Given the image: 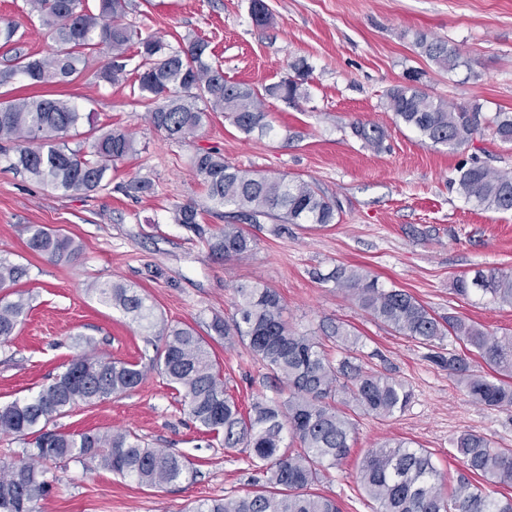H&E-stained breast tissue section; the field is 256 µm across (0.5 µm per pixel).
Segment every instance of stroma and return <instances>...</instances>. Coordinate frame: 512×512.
<instances>
[{
    "mask_svg": "<svg viewBox=\"0 0 512 512\" xmlns=\"http://www.w3.org/2000/svg\"><path fill=\"white\" fill-rule=\"evenodd\" d=\"M264 2L269 22L263 26L252 20L250 0H138L127 20L170 42L208 41L225 79L234 83L269 85L287 77L293 62L306 60L312 68L308 98L265 102L271 132L244 135L215 112L194 138L169 140L149 123L147 106L133 99L129 85L95 79L105 58L93 54L61 92L92 116L72 130L70 143L90 144L92 126L132 132L137 152L113 166L110 184L88 195L66 194L16 173L0 156V258L29 268L0 295L21 294L30 302L11 341L0 345V405L38 391L84 352L149 369L159 340L98 301L90 287L104 281L147 295L169 324L196 329L239 403L279 398L267 369L245 345L227 344L209 328L213 318L234 316L236 286L265 285L283 298L294 332L324 337L332 350L336 343L324 329L344 323L359 338L354 355L361 368L405 382L413 393L405 412L387 419L347 406L356 422L351 453L312 488L336 500L341 512H376L358 480V463L385 440L424 449L449 484L464 467L453 445L460 433L512 448V409L475 403L447 368L428 357L433 349L463 353L462 345L451 337L433 348L407 339L324 279L336 267H359L385 287L410 292L436 316H458L499 337L512 334V306L464 298L453 289L456 278L479 269L512 272V211L476 207L449 183L472 156L512 170V144L500 143L488 128L455 151L422 143L415 131L396 124L383 98L414 69L424 71L433 97L512 111V0ZM9 25L25 49L47 53L51 40L25 0H0V29ZM419 32L447 39L466 67L448 72L433 65L415 45ZM356 122L382 127L385 150L373 151L356 138ZM211 147L245 172L315 182L340 204L335 224H292L280 236L266 224L255 231L248 257L213 255L207 241L224 221L209 213L191 166L197 149ZM134 177L150 180L152 190L126 196L121 186ZM186 203L200 212V231L174 223L175 208ZM34 225L73 238L80 253L61 263L33 255L26 241ZM53 425L63 432L132 430L153 447L185 455L194 476L149 489L103 468L57 462L49 466L52 488L38 512H187L194 502L240 496L265 484L243 452L201 434L182 393L150 369L132 391L78 405Z\"/></svg>",
    "mask_w": 512,
    "mask_h": 512,
    "instance_id": "35a3bbf8",
    "label": "stroma"
}]
</instances>
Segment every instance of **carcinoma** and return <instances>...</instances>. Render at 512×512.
<instances>
[{"mask_svg": "<svg viewBox=\"0 0 512 512\" xmlns=\"http://www.w3.org/2000/svg\"><path fill=\"white\" fill-rule=\"evenodd\" d=\"M30 12L46 29L55 49L43 56L17 47L9 64L0 69V85L21 76L32 95L0 101V142L11 143L10 167L38 183L65 193L88 194L105 187L112 165L135 153L132 133L126 129L97 132L89 149L72 148L68 133L77 127L78 107L42 90L80 73L89 54H103L106 63L98 78L110 84L128 80L127 51L136 48L139 63L131 93L147 102L152 126L182 141L194 136L209 119L222 112L241 132L267 134L272 130L262 97L285 102L307 96L303 85L310 70L294 64V75L254 88L224 79V69L213 62L202 39L171 44L125 21L132 0H97L96 11L85 0H26ZM415 45L422 56L452 72L461 64L459 50L442 40L418 33ZM385 103L396 120L416 131L422 143L457 150L483 128L499 141L512 143V112L492 117L477 104L454 103L430 96L422 87V73H406L405 82L385 93ZM353 134L375 151L384 149L385 132L376 125L352 126ZM191 165L207 187L211 213L227 223L210 243L217 256L243 258L251 254L254 239L247 227L269 221L279 233L287 224L324 228L336 223V202L313 182L288 176L250 175L224 160L216 149H200ZM450 180L456 193L479 207L512 211V171L495 170L474 157L456 168ZM231 212L226 213L224 209ZM174 220L189 228L199 225L192 204L176 207ZM30 252L53 262L75 257L74 239L42 226L30 227ZM27 275V267L0 259V288ZM326 280L354 296L374 319L404 337L432 345L452 336L485 367L479 373L467 358L435 352L430 358L448 367L473 401L490 408L512 407V382L497 377L512 373V336L498 338L457 317L439 318L403 289L386 288L363 270L339 266ZM98 298L123 311L146 332L163 341L150 369L184 393L188 415L203 434L222 438L224 447L240 448L247 465L266 473L267 486L237 498L205 499L189 512H339L335 500L315 495L310 488L348 457L356 423L337 402L351 401L362 412L389 418L402 412L412 393L403 382L354 363L351 349L357 338L344 325L331 336L342 356L334 361L315 336L297 334L288 327L280 294L266 286H239L236 314L226 322L215 317L210 329L224 339H238L288 390L284 399L253 400L247 411L226 392L206 342L195 329L169 325L157 318L147 296L118 283L92 286ZM463 297L476 291L495 303L512 306V273L489 269L472 279L454 283ZM23 295L0 298V343L14 335L27 310ZM147 370L96 354L72 359L52 383L39 391L0 405V435L31 437L34 450L0 464V512H36L35 502L49 492L45 466L58 460H76L88 468L103 467L141 487L163 488L190 474L187 459L149 446L129 429L66 433L49 424L78 403H93L126 393L140 385ZM297 444L282 449L284 434ZM466 472L443 493V476L431 456L403 440H387L361 461L359 481L379 512H512V498L496 499L472 483L480 475L492 483L512 485V448H493L480 434L464 432L456 441Z\"/></svg>", "mask_w": 512, "mask_h": 512, "instance_id": "obj_1", "label": "carcinoma"}]
</instances>
